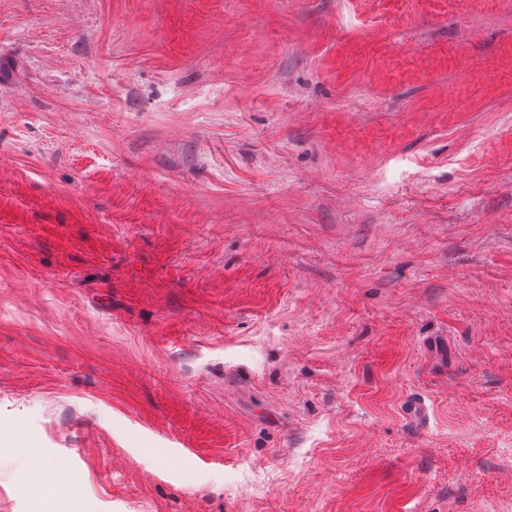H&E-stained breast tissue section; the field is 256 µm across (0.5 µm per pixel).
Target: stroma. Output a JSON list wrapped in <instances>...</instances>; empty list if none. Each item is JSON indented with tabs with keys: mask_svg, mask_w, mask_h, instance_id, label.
<instances>
[{
	"mask_svg": "<svg viewBox=\"0 0 512 512\" xmlns=\"http://www.w3.org/2000/svg\"><path fill=\"white\" fill-rule=\"evenodd\" d=\"M5 61L0 512H512V0H0Z\"/></svg>",
	"mask_w": 512,
	"mask_h": 512,
	"instance_id": "1",
	"label": "stroma"
}]
</instances>
